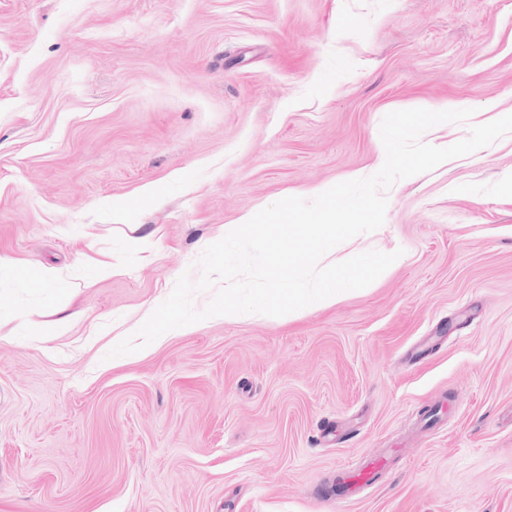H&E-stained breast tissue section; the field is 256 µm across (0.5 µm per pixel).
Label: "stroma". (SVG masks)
<instances>
[{
  "instance_id": "stroma-1",
  "label": "stroma",
  "mask_w": 512,
  "mask_h": 512,
  "mask_svg": "<svg viewBox=\"0 0 512 512\" xmlns=\"http://www.w3.org/2000/svg\"><path fill=\"white\" fill-rule=\"evenodd\" d=\"M491 103L512 0H0V512H512V133L386 190L368 290L108 356L222 226L375 174L386 114ZM70 324V317L60 318L53 323H51L48 327L43 326L40 323H33L31 321L24 322V328L26 330V336H37L41 339H44L49 336H61L63 335ZM385 458L369 460L364 465L353 468L347 465L340 467L343 481L340 488L341 497L357 499L373 485L374 474L385 465Z\"/></svg>"
}]
</instances>
